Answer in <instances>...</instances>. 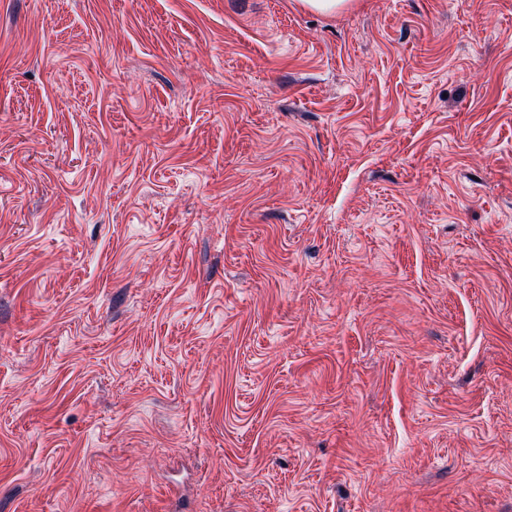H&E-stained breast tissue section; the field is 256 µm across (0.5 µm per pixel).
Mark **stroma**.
I'll use <instances>...</instances> for the list:
<instances>
[{
	"label": "stroma",
	"mask_w": 512,
	"mask_h": 512,
	"mask_svg": "<svg viewBox=\"0 0 512 512\" xmlns=\"http://www.w3.org/2000/svg\"><path fill=\"white\" fill-rule=\"evenodd\" d=\"M0 512H512V0H0Z\"/></svg>",
	"instance_id": "1"
}]
</instances>
